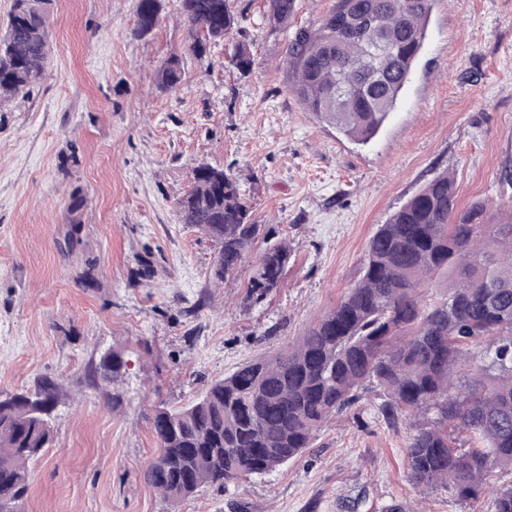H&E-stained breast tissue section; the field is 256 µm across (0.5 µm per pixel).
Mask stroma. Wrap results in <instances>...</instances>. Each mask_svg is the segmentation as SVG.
Segmentation results:
<instances>
[{"instance_id": "35a3bbf8", "label": "stroma", "mask_w": 512, "mask_h": 512, "mask_svg": "<svg viewBox=\"0 0 512 512\" xmlns=\"http://www.w3.org/2000/svg\"><path fill=\"white\" fill-rule=\"evenodd\" d=\"M335 4L296 0L274 30L264 0H234L251 73L222 43L162 93L155 72L188 37L178 0L146 38L133 34L137 0H53L47 78L0 100V390L49 377L66 394L25 512H222L231 497L263 512H384L415 498L410 429L387 426L373 395L265 476L176 505L143 480L154 405L183 406L296 342L358 278L377 226L436 174L454 177L459 206L512 200V0H435L402 99L365 144L289 89L291 42ZM201 163L233 174L256 222L288 240L282 285L261 307L242 296L263 243L214 286L210 239L178 219ZM76 188L81 244L68 258L58 243ZM106 350L129 371L96 385L90 366ZM230 64L240 73L246 74L251 70L253 55L249 43L244 39L235 42L230 52Z\"/></svg>"}]
</instances>
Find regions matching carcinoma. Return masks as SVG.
Here are the masks:
<instances>
[{
	"label": "carcinoma",
	"instance_id": "carcinoma-1",
	"mask_svg": "<svg viewBox=\"0 0 512 512\" xmlns=\"http://www.w3.org/2000/svg\"><path fill=\"white\" fill-rule=\"evenodd\" d=\"M14 0L0 40V97L46 76L49 5ZM188 26L185 52L156 73L157 88L177 89L185 60H205L239 20L231 0H179ZM434 0H336L316 32L301 31L288 56L291 90L306 108L352 140L366 143L396 108L426 37ZM295 0H266L272 28L288 24ZM163 0H138L135 33L156 29ZM383 42L389 52L375 54ZM230 64L251 70L240 39ZM79 190L69 196L70 230L61 251L80 244ZM180 223L214 244L209 280L236 276L248 251L265 248L243 294L261 305L280 287L291 257L275 227L251 220L240 188L224 169L199 164L175 202ZM448 274V291L426 302L428 277ZM127 367L112 352L92 367L93 381L116 380ZM378 390V413L409 424L408 481L420 492L452 489L463 501L491 496L489 512H512V487L491 490L496 469L512 470V205L461 208L455 180L443 172L396 210L370 237L361 275L293 346L212 381L191 403L153 408L157 454L145 482L173 504L202 486L224 488L265 475L311 448L317 432ZM58 381L0 391V512H24L30 465L54 441Z\"/></svg>",
	"mask_w": 512,
	"mask_h": 512
}]
</instances>
